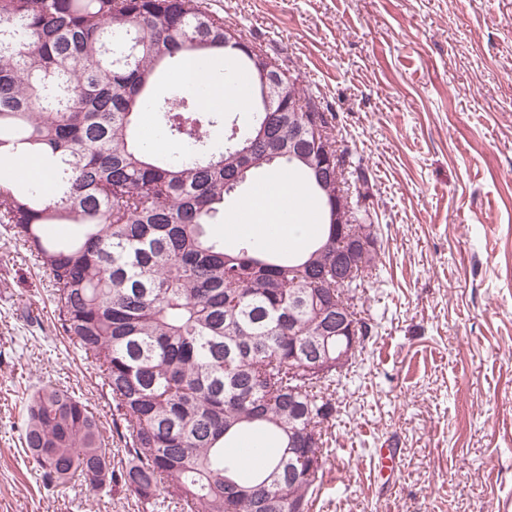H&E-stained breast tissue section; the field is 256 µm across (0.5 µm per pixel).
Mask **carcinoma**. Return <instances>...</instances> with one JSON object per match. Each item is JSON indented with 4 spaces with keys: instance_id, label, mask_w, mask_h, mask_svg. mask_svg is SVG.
Segmentation results:
<instances>
[{
    "instance_id": "carcinoma-1",
    "label": "carcinoma",
    "mask_w": 512,
    "mask_h": 512,
    "mask_svg": "<svg viewBox=\"0 0 512 512\" xmlns=\"http://www.w3.org/2000/svg\"><path fill=\"white\" fill-rule=\"evenodd\" d=\"M224 18L198 0H0V157L27 155L47 170L52 193L28 180L0 178V224H8L49 272L54 318L91 358L123 427L126 461L112 468L98 420L75 393L35 387L22 440L36 479L50 490L78 478L92 491L121 481L139 500L178 512H311L336 424V377H299L317 353L323 311L309 285H326L364 345L376 324L362 294L377 277V256L336 254L360 237L369 213L330 223L335 196L315 183L312 163L329 160L331 183L343 156L329 120L276 66L288 89L264 104L253 45L224 47ZM201 84L238 90L228 120L183 94L157 100L160 76L187 59ZM158 113L170 154L144 146L139 114ZM224 126V148L210 129ZM288 174L317 202L315 231L302 251L224 238V201L256 172ZM67 224L69 237L49 236ZM313 437L290 461L289 440ZM260 439L248 469L232 449Z\"/></svg>"
}]
</instances>
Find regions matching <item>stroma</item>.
I'll return each mask as SVG.
<instances>
[{
    "mask_svg": "<svg viewBox=\"0 0 512 512\" xmlns=\"http://www.w3.org/2000/svg\"><path fill=\"white\" fill-rule=\"evenodd\" d=\"M332 116L364 170L379 321L336 387L312 512H497L512 496V0H205ZM49 276L0 224V512H154L125 486L43 489L21 440L50 381L112 400L54 320ZM382 448L400 465L384 470Z\"/></svg>",
    "mask_w": 512,
    "mask_h": 512,
    "instance_id": "obj_1",
    "label": "stroma"
}]
</instances>
